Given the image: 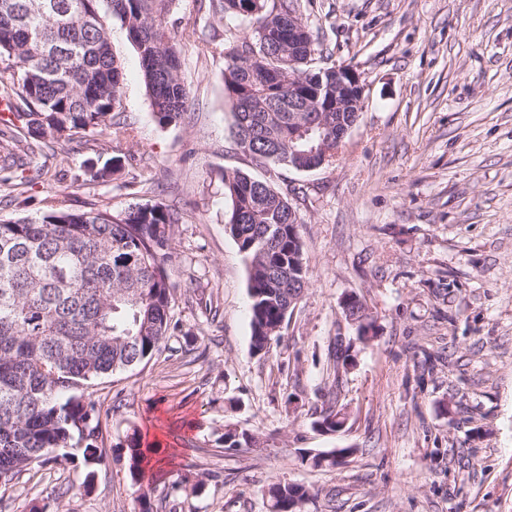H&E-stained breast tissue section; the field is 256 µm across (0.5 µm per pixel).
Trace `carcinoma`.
<instances>
[{"instance_id": "obj_1", "label": "carcinoma", "mask_w": 512, "mask_h": 512, "mask_svg": "<svg viewBox=\"0 0 512 512\" xmlns=\"http://www.w3.org/2000/svg\"><path fill=\"white\" fill-rule=\"evenodd\" d=\"M181 0H0V63L9 78L0 99V184L32 181L18 152L33 144L126 133L114 120L123 105V72L108 19L127 30L158 125L182 120L189 92L168 17ZM208 12L233 17L248 33L209 42L224 57V92L232 103V137L256 165L307 172L332 164L336 110L288 111L291 86L314 88L318 38L288 50L286 0H209ZM124 168L114 157L85 165L92 181L108 182ZM230 202L225 224L248 279L250 350L264 357L309 283L304 243L290 221L288 194L240 170L222 174ZM179 213L156 203L114 215L76 212L54 200L35 217L0 218V486L19 480L35 462H58L56 448H80L86 479L108 463L99 448L100 404L87 390L115 372L159 356L182 332L173 319L169 263ZM226 448H252L258 438L229 428ZM156 444L128 438L132 481H141ZM297 483H273L268 512H295Z\"/></svg>"}]
</instances>
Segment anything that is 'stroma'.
I'll use <instances>...</instances> for the list:
<instances>
[{"instance_id": "obj_1", "label": "stroma", "mask_w": 512, "mask_h": 512, "mask_svg": "<svg viewBox=\"0 0 512 512\" xmlns=\"http://www.w3.org/2000/svg\"><path fill=\"white\" fill-rule=\"evenodd\" d=\"M322 44L321 65H349L364 86L356 124L336 162L309 172L260 167L231 136L224 60L182 46L189 91L178 124L153 117L138 55L120 22L112 47L125 74L126 137L95 150L34 151L42 168L2 216H36L65 197L75 211L113 213L163 202L181 218L171 280L183 332L158 358L104 378L109 458L84 487L82 460L35 464L7 489L0 512H268L274 482L307 486L305 512H512V0H297ZM172 31L242 36L182 0ZM134 156L107 184L84 162ZM241 170L291 189L310 283L268 356L250 352L247 272L226 230L221 183ZM357 295L376 335L357 340L340 302ZM212 300L216 315L205 311ZM193 341H186V334ZM343 339L354 359L335 371ZM335 405L338 433L314 426ZM259 439L224 448L226 428ZM158 443L141 483L129 436ZM348 449L331 470L308 451ZM205 479L202 493L183 477Z\"/></svg>"}]
</instances>
